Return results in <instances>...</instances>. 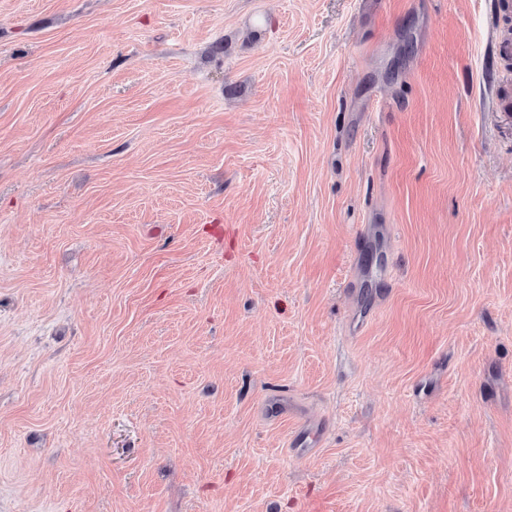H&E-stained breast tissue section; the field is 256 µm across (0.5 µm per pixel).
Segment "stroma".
Here are the masks:
<instances>
[{"instance_id": "35a3bbf8", "label": "stroma", "mask_w": 512, "mask_h": 512, "mask_svg": "<svg viewBox=\"0 0 512 512\" xmlns=\"http://www.w3.org/2000/svg\"><path fill=\"white\" fill-rule=\"evenodd\" d=\"M500 2L0 0V512H512Z\"/></svg>"}]
</instances>
